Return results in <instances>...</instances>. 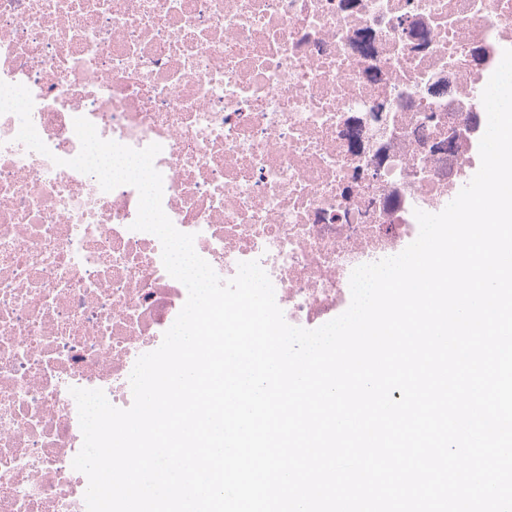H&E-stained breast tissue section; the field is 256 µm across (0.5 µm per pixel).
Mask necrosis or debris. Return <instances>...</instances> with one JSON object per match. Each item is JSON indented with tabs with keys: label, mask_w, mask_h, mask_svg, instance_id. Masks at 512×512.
<instances>
[{
	"label": "necrosis or debris",
	"mask_w": 512,
	"mask_h": 512,
	"mask_svg": "<svg viewBox=\"0 0 512 512\" xmlns=\"http://www.w3.org/2000/svg\"><path fill=\"white\" fill-rule=\"evenodd\" d=\"M510 46L512 0H0V81L28 88L49 149L0 115V512H87L70 390L130 407L187 299L131 228L136 188L67 167L75 118L160 144L197 254L225 280L259 261L314 329L457 196L487 128L472 90Z\"/></svg>",
	"instance_id": "1"
}]
</instances>
